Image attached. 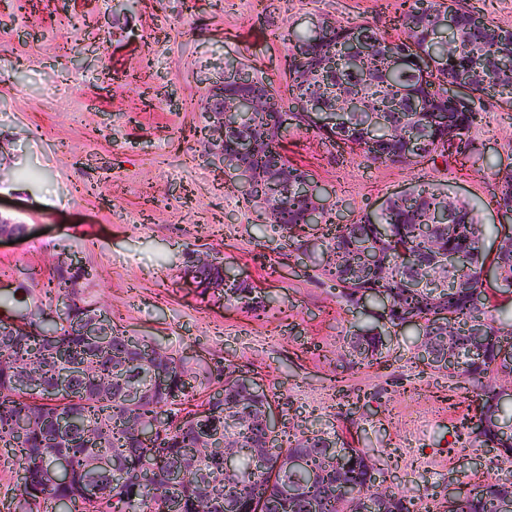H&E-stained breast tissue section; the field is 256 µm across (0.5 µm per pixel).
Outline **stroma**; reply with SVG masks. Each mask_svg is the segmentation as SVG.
<instances>
[{"label": "stroma", "mask_w": 512, "mask_h": 512, "mask_svg": "<svg viewBox=\"0 0 512 512\" xmlns=\"http://www.w3.org/2000/svg\"><path fill=\"white\" fill-rule=\"evenodd\" d=\"M394 0H0V218L29 240H0V294L76 263L84 304L129 334L201 364L231 360L282 404L285 426L348 431L385 485L415 499L463 491L464 478L512 481L496 453L473 460L458 436L468 401L440 400L446 378L420 374L414 331L392 337L387 367L353 366L351 308L319 285L288 239L261 234L242 182L209 166L197 132L201 103L224 65L256 67L280 96L289 77L279 33L320 17L393 29ZM465 162L373 163L289 128L291 159L311 169L343 224L379 212L427 178L498 224L489 164L512 162V126L488 107ZM219 253L269 301L254 319L222 292L199 294L184 274L192 252ZM38 280H30V271Z\"/></svg>", "instance_id": "35a3bbf8"}]
</instances>
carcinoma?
Listing matches in <instances>:
<instances>
[{
	"label": "carcinoma",
	"mask_w": 512,
	"mask_h": 512,
	"mask_svg": "<svg viewBox=\"0 0 512 512\" xmlns=\"http://www.w3.org/2000/svg\"><path fill=\"white\" fill-rule=\"evenodd\" d=\"M443 9L455 12L459 41L434 53L431 32ZM397 12L400 33L394 36L368 23L341 26L326 18L304 31L280 34L290 102L277 99L272 84L261 77L230 87L242 96L268 94L276 98V109L255 110L241 126L226 127L228 169L244 168L260 177L261 193L249 201L259 223L287 236L310 258L327 255L315 264L317 282L335 285L348 306L373 304L371 323L346 337L351 362L384 365L390 351L387 336L419 327L424 345L417 346L415 363L471 387L472 406L460 418L466 442L496 448L499 457L511 461L512 436L499 435L494 426L509 403L500 391L502 383L512 382V322L499 317L503 295L479 288L489 253L474 207L423 184L388 198L376 215L334 224L330 207L323 223L308 224L309 200L300 186L312 171L282 148L280 130L294 124L339 148L357 147L375 163L410 166L466 154L467 134L484 119V98L512 110V29L455 6V0H400ZM394 51L409 58L408 64L395 66ZM464 76L474 77V95L467 101L448 99L444 85ZM313 87L321 90L320 109L331 108L346 93L360 94L372 111L382 113L383 124H368L364 112H349L331 128L320 124L317 113L302 111ZM248 131L268 134L264 150L239 151V138ZM279 162L293 173L286 192L269 183ZM492 176L497 208L512 210V163L498 165ZM437 212L447 216V223H430ZM364 244L374 256L367 269L360 267ZM450 251L464 254L466 264L449 274L448 287L437 293L428 282ZM495 263L505 278H512V236L500 240ZM87 275L85 269L65 270L55 287L43 289L46 296L70 300L65 324L34 321L45 303L28 288L23 300L0 296L7 311L0 319V447L7 449L18 472L11 488L13 512H43L52 502H67L73 512H162L170 499L177 503L176 512H252L257 500L264 501L266 512H418L417 503L402 493H380L375 461L336 432L301 431L266 449L264 469L252 470V450L264 445L266 436L268 393L224 385L236 370L231 363L197 370L187 352L128 336L115 326L105 343L82 335L76 325L96 312L77 298L78 280ZM411 278L423 286L407 287ZM224 298L241 304L255 319L266 313L264 299L244 280L225 283ZM429 345L437 352L432 359L421 353ZM450 351L458 357L453 369L448 367ZM26 377L44 387L26 384ZM131 386L143 390L134 404L126 400ZM213 386L224 389V399L216 403L205 394ZM161 409L169 419L150 439H140L133 423H148ZM62 416L71 418L65 430L58 425ZM204 427L230 432L246 475H224L222 454H192ZM331 444L345 448L341 474L324 460L323 449ZM294 453L307 458L301 473L286 469ZM93 454L107 458L112 469L90 468ZM60 459L68 469L54 481L50 472ZM275 472L295 494L282 495ZM342 481L351 485L352 496L339 494ZM92 486L100 494H89ZM507 500H512V482L487 478L435 508L501 512Z\"/></svg>",
	"instance_id": "obj_1"
}]
</instances>
